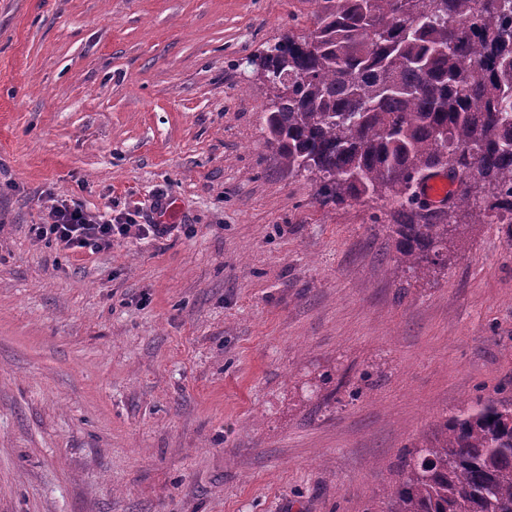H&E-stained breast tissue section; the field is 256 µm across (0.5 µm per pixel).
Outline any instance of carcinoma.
I'll use <instances>...</instances> for the list:
<instances>
[{
	"label": "carcinoma",
	"mask_w": 512,
	"mask_h": 512,
	"mask_svg": "<svg viewBox=\"0 0 512 512\" xmlns=\"http://www.w3.org/2000/svg\"><path fill=\"white\" fill-rule=\"evenodd\" d=\"M312 28L265 66L268 143L290 171L320 176L341 204L387 197L409 216L434 169L461 179L452 206L501 224L512 245V0H313ZM395 261L424 275L448 225H396ZM380 512H512V407L442 421L404 456Z\"/></svg>",
	"instance_id": "obj_1"
}]
</instances>
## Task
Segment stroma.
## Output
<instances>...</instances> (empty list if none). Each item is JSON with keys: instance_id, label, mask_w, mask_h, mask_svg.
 <instances>
[{"instance_id": "1", "label": "stroma", "mask_w": 512, "mask_h": 512, "mask_svg": "<svg viewBox=\"0 0 512 512\" xmlns=\"http://www.w3.org/2000/svg\"><path fill=\"white\" fill-rule=\"evenodd\" d=\"M312 0H0V512H379L406 452L512 406V246L466 210L398 266L322 204L249 61ZM62 199L158 238L35 241ZM164 215H157L158 203Z\"/></svg>"}]
</instances>
